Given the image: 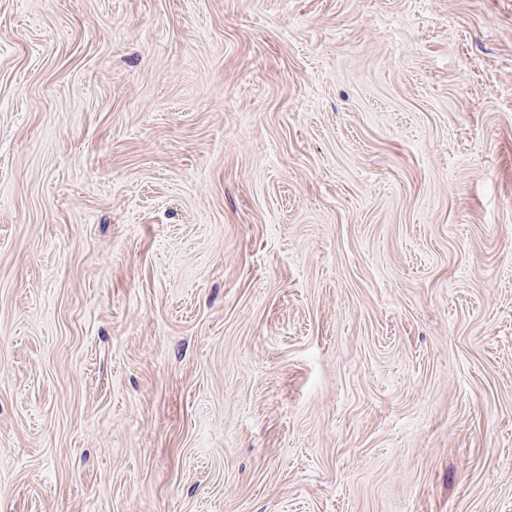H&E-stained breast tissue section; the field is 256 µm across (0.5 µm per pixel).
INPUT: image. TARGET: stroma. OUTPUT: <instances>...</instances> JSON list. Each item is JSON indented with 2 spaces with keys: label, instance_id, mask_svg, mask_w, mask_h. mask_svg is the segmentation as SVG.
Returning <instances> with one entry per match:
<instances>
[{
  "label": "stroma",
  "instance_id": "1",
  "mask_svg": "<svg viewBox=\"0 0 512 512\" xmlns=\"http://www.w3.org/2000/svg\"><path fill=\"white\" fill-rule=\"evenodd\" d=\"M0 512H512V0H0Z\"/></svg>",
  "mask_w": 512,
  "mask_h": 512
}]
</instances>
